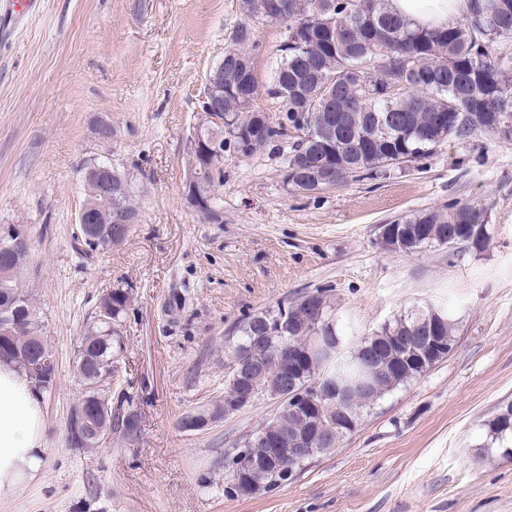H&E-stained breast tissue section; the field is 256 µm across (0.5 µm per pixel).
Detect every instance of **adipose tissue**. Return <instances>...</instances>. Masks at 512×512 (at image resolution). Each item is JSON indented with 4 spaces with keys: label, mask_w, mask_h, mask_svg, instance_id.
<instances>
[{
    "label": "adipose tissue",
    "mask_w": 512,
    "mask_h": 512,
    "mask_svg": "<svg viewBox=\"0 0 512 512\" xmlns=\"http://www.w3.org/2000/svg\"><path fill=\"white\" fill-rule=\"evenodd\" d=\"M391 8L419 26L463 19L469 0H390ZM44 411L40 394L20 370L0 365V498L32 480L43 464Z\"/></svg>",
    "instance_id": "ef3b65f1"
}]
</instances>
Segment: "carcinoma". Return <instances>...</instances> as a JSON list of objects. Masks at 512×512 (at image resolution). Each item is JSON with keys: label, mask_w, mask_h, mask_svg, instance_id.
I'll return each mask as SVG.
<instances>
[{"label": "carcinoma", "mask_w": 512, "mask_h": 512, "mask_svg": "<svg viewBox=\"0 0 512 512\" xmlns=\"http://www.w3.org/2000/svg\"><path fill=\"white\" fill-rule=\"evenodd\" d=\"M289 5L286 30L288 53L281 57L267 93L283 103V115L267 125L242 149L240 136L218 125L212 114L203 112L198 125L225 152L249 156L273 145L287 150V164L303 155L310 164L330 171L329 181L338 185L351 179L372 178L395 165L400 156L422 158L450 139L465 140L476 133L501 134L512 118V66L497 46L512 40V0H471L470 16L445 28H420L392 12L390 0H283ZM242 20L234 31L233 45L224 49V114L234 129L252 131L258 109L259 80L252 58L250 20L258 15L255 0H240ZM336 117L331 129L329 117ZM123 181V190L104 198L90 182L82 184L88 201L102 224L103 234L81 242V252L90 255L112 248V211L139 215L133 175L125 166L112 167ZM402 231L427 226L431 233L408 237L398 248L414 253L428 246H441L438 236L456 239L459 248L482 249L492 239L488 210L472 201L450 200L443 208L418 210L398 219ZM7 237L0 235V261L11 270L10 279L0 280V326L11 322L13 309L25 312L13 335L18 351L42 350L35 307L22 287L21 274L31 253L6 254ZM322 307L307 314L319 321L326 334L345 340L341 351L321 363L301 367L308 382L349 386L355 397L346 406L350 434L365 413L386 394L427 373L414 360L403 364L400 374H379L372 384L364 383V351L380 341L395 344L412 341L413 326L433 310L404 314L377 333L355 340L338 327L328 294L317 291ZM302 296L290 303L246 319L240 329L241 345H252L265 335L266 325L290 312L295 325L283 335L295 345L294 353L308 361L306 346L310 329ZM131 303L126 288L103 294L94 320L82 337L76 355V373L84 393L78 404L101 397L97 384L112 378L115 363L123 352L122 318ZM283 366L273 357L259 363L251 374L255 389L263 391L281 380ZM492 443L512 458V401L499 408L485 423Z\"/></svg>", "instance_id": "carcinoma-1"}]
</instances>
